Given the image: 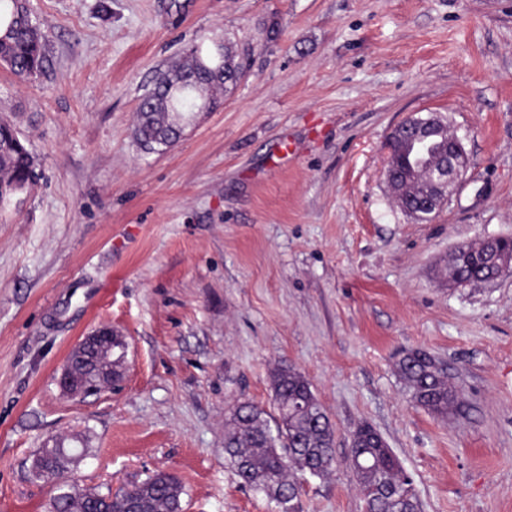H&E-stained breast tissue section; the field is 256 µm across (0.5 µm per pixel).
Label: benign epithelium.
I'll return each mask as SVG.
<instances>
[{
    "mask_svg": "<svg viewBox=\"0 0 512 512\" xmlns=\"http://www.w3.org/2000/svg\"><path fill=\"white\" fill-rule=\"evenodd\" d=\"M466 151L462 141L448 130L440 129L435 114L411 116L391 132L383 172L399 207L420 195L419 207L439 209L448 200V188L462 175ZM475 248L491 251L502 272L512 270V240L504 248L503 239L488 237ZM121 337L112 335V327L100 326L85 336L69 353L58 379L62 392L70 397H85L99 391L77 376V369L91 368L100 380L116 384L112 360L114 344Z\"/></svg>",
    "mask_w": 512,
    "mask_h": 512,
    "instance_id": "7a95c632",
    "label": "benign epithelium"
}]
</instances>
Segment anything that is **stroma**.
I'll list each match as a JSON object with an SVG mask.
<instances>
[{
	"label": "stroma",
	"instance_id": "obj_1",
	"mask_svg": "<svg viewBox=\"0 0 512 512\" xmlns=\"http://www.w3.org/2000/svg\"><path fill=\"white\" fill-rule=\"evenodd\" d=\"M37 77L0 68V119L39 178L0 207V512H49L69 486L117 492L158 472L183 512H280L224 460L228 406L273 411L301 372L335 428L334 462L299 476L296 512H365L347 456L387 441L421 512H512V273L449 285L462 243L512 237V0H28ZM243 65L169 148L134 138L156 74L200 42ZM436 112L468 165L417 222L384 182L385 146ZM108 325L119 387L57 378ZM445 361L462 403L415 406L396 363ZM89 451L61 483L51 436ZM82 448H79V457L76 459L74 450L76 448H69L70 446H65L63 442L62 448H55L53 452H47L45 449L39 450L38 453H41L36 465L33 467V472L38 479L43 480L44 482H49L55 480L56 475L59 478V481L62 480L66 473L70 470V467L81 457L85 456L88 448H86L85 440L83 437ZM76 459V460H75ZM49 471L54 475H49L48 480L42 477L43 471Z\"/></svg>",
	"mask_w": 512,
	"mask_h": 512
}]
</instances>
